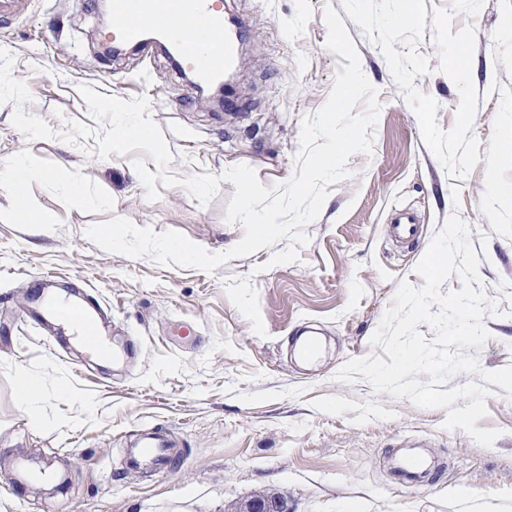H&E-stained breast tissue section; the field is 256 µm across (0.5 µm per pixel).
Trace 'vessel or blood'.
Here are the masks:
<instances>
[{
	"instance_id": "vessel-or-blood-1",
	"label": "vessel or blood",
	"mask_w": 512,
	"mask_h": 512,
	"mask_svg": "<svg viewBox=\"0 0 512 512\" xmlns=\"http://www.w3.org/2000/svg\"><path fill=\"white\" fill-rule=\"evenodd\" d=\"M111 11L115 26L109 38L121 45L140 42L149 28L166 32L175 24L185 28L204 24L211 35L208 47L187 43L176 46L182 63L200 79L221 77L233 58V45L224 33L223 0H112ZM390 230L394 237L409 243L418 235L414 216L406 212L394 218ZM25 313L49 328L70 329L88 352L106 351L108 317L92 304L43 296L33 301ZM171 446V440L160 431L144 432L131 449L129 462L135 467L164 471L170 461Z\"/></svg>"
}]
</instances>
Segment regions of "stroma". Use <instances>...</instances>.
<instances>
[{"label": "stroma", "instance_id": "stroma-1", "mask_svg": "<svg viewBox=\"0 0 512 512\" xmlns=\"http://www.w3.org/2000/svg\"><path fill=\"white\" fill-rule=\"evenodd\" d=\"M342 0H227L243 21L239 107L207 106L159 51L119 56L104 47L103 0H22L21 19L0 23V171L37 169L21 188L0 180V512H233L264 491L288 512H512V397L494 387L477 423L498 430L492 446L445 426L446 409L375 393L364 379L339 380L349 360L382 355L372 342L401 281L422 287L416 266L452 214L471 230L479 275L498 315L469 348L480 366L512 364V202L489 215L493 184L512 185V0H485L473 25L478 110L472 133L480 160L459 197L425 145L418 119L379 46L345 26L360 66L378 89L381 112L371 155L350 157L349 177L329 185L297 263L274 265L270 247L206 273L162 267L103 251L86 228L123 218L155 232L175 230L206 250H229L244 235L226 219L235 191L229 168H253L267 187L290 179L303 120L327 102L342 57L326 46L327 8ZM433 29L417 51L429 61L416 87L433 97L451 129L460 97L440 72ZM147 99L179 178L211 173L222 182L207 204L184 188L148 201L129 156L98 155L103 130L80 93ZM83 183L82 200L67 185ZM53 214L42 226L20 210ZM414 213L418 240L396 242L395 211ZM77 288L112 317L113 357L77 356L25 317L23 295L37 280ZM320 331L324 355L295 362L302 326ZM40 386L24 402L19 375ZM166 434L176 455L153 476L127 465L142 431ZM417 450L435 466L407 482L395 466ZM51 463L62 488L40 495L12 483L18 463Z\"/></svg>", "mask_w": 512, "mask_h": 512}]
</instances>
